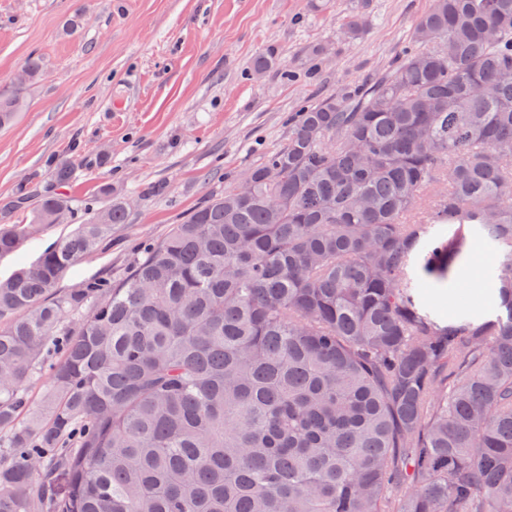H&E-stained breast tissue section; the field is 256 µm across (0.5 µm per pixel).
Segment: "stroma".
I'll use <instances>...</instances> for the list:
<instances>
[{
    "label": "stroma",
    "instance_id": "35a3bbf8",
    "mask_svg": "<svg viewBox=\"0 0 512 512\" xmlns=\"http://www.w3.org/2000/svg\"><path fill=\"white\" fill-rule=\"evenodd\" d=\"M325 2L316 11L311 0H0V91L14 90L30 54L44 64L22 112L0 128V200L25 180L31 199L60 190L73 206L68 223L0 256V279L102 208L107 182L113 196L135 198L129 221L59 286L120 278L225 177L282 145L292 112L391 66L430 5L370 0L369 28L344 44L338 32L354 0ZM319 43L328 54L308 59ZM260 55L274 65L255 75ZM61 158L75 169L62 188L52 177Z\"/></svg>",
    "mask_w": 512,
    "mask_h": 512
}]
</instances>
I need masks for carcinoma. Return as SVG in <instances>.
I'll return each mask as SVG.
<instances>
[{
  "instance_id": "obj_1",
  "label": "carcinoma",
  "mask_w": 512,
  "mask_h": 512,
  "mask_svg": "<svg viewBox=\"0 0 512 512\" xmlns=\"http://www.w3.org/2000/svg\"><path fill=\"white\" fill-rule=\"evenodd\" d=\"M131 205L0 280V512H512V0H431L121 279L58 288ZM475 243L489 303L424 311Z\"/></svg>"
}]
</instances>
